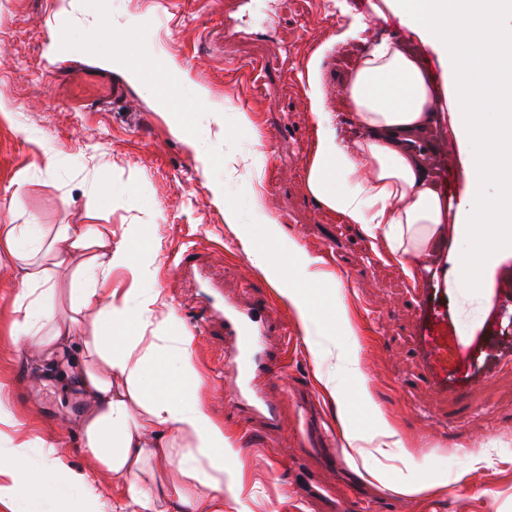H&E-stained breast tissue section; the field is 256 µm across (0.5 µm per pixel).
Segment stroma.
Wrapping results in <instances>:
<instances>
[{"label": "stroma", "mask_w": 512, "mask_h": 512, "mask_svg": "<svg viewBox=\"0 0 512 512\" xmlns=\"http://www.w3.org/2000/svg\"><path fill=\"white\" fill-rule=\"evenodd\" d=\"M381 0H0V225L95 224L111 231L113 246L126 228L144 227L141 255L160 293L146 338L190 331L209 288L247 302L268 300L274 328L298 341L288 350L289 393L267 387L280 420L268 424L246 412L235 421L224 368V328L213 320L195 334L192 355L204 379L208 413L243 447L242 479L224 493L225 512H512V256L486 280L482 306L461 316L452 264L407 275L381 242L360 225L345 223L306 187V166L317 120L306 93L311 55L352 16H374ZM125 30L135 64L160 69L177 115L159 111L148 85L105 64L85 39L88 26ZM397 18L385 15L364 41L331 52L324 90L340 136L348 114L339 106L333 71L354 66L366 40L401 38ZM98 70L122 83L120 106L99 111L66 103L57 81L67 71ZM223 104L214 114L196 103L192 88ZM251 123L244 126L240 115ZM233 153L247 161L227 175ZM54 167H46V156ZM105 194L92 196L94 187ZM236 211L226 223L225 206ZM279 226L268 243L282 270L294 264L289 242L332 273L319 291L336 297L348 324L323 311L325 335L308 334L296 311L251 263L241 232L261 238L266 221ZM194 248L198 275L174 272L172 259ZM17 285L0 255V398L22 424V435L52 444L57 456L83 470L78 424L86 404L70 381L71 353L34 356L11 335ZM334 376V398L320 375ZM397 428L395 442L376 437L356 399V375ZM311 433L335 431L341 468L321 454L291 459L298 411ZM351 424L361 441L348 445ZM384 470L389 481L374 479ZM412 479L421 492L404 495L393 480Z\"/></svg>", "instance_id": "stroma-1"}]
</instances>
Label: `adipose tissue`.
I'll use <instances>...</instances> for the list:
<instances>
[{
  "instance_id": "obj_1",
  "label": "adipose tissue",
  "mask_w": 512,
  "mask_h": 512,
  "mask_svg": "<svg viewBox=\"0 0 512 512\" xmlns=\"http://www.w3.org/2000/svg\"><path fill=\"white\" fill-rule=\"evenodd\" d=\"M401 25L436 55L445 88L437 101L433 84L417 58L394 40L380 41L343 78V103L358 128L342 142L328 112L323 81L325 60L334 46L360 39L364 25L353 18L310 57L306 83L317 115L316 140L306 170L309 193L345 223L361 225L403 268L419 258L439 263L449 233L476 243L452 257L462 279L454 286L463 302L479 300L478 281L467 272L497 264L512 247V0H384ZM447 105L460 146L468 148L469 191L450 205L431 182L418 144ZM499 193L487 195L488 182ZM455 225H448V218ZM252 264L279 288L305 326L321 331L312 289L325 279L309 258L284 275L265 247L243 237ZM0 251L13 260L21 287L12 324L15 343L40 349L79 352L75 382L85 398L78 425L86 453L116 482L122 512H224L225 488L241 480L239 453L224 426L206 411L203 385L189 347V334L172 337L166 353L143 343L144 318L159 301L153 288L135 289L116 299L108 281L116 268H135L129 248L113 247L93 224H67L54 237L42 225L0 228ZM88 258L73 273L80 301L59 315L56 271L78 253ZM192 389L191 400L176 399L169 378ZM19 422L0 402V500L23 501L28 512H66L68 494L82 495L81 512H98V496L85 473L60 457L33 464L32 441L6 443L5 432ZM189 439L186 452L174 451L176 438ZM176 458L177 477L145 486L139 475L148 462Z\"/></svg>"
}]
</instances>
